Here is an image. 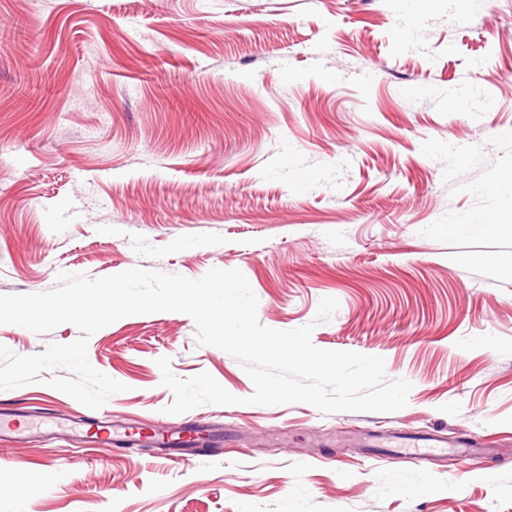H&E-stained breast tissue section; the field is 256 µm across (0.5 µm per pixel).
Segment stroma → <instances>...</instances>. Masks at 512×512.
I'll use <instances>...</instances> for the list:
<instances>
[{
	"mask_svg": "<svg viewBox=\"0 0 512 512\" xmlns=\"http://www.w3.org/2000/svg\"><path fill=\"white\" fill-rule=\"evenodd\" d=\"M511 175L512 0H0V294L237 269L264 326L412 385L393 413L248 405L190 316H127L88 344L114 423L213 425L219 451L6 439L0 512H512V223L454 229L502 217ZM78 335L0 325L18 355ZM161 357L241 404L166 413ZM59 374L0 405L70 414ZM378 430L482 448L395 469Z\"/></svg>",
	"mask_w": 512,
	"mask_h": 512,
	"instance_id": "1",
	"label": "stroma"
}]
</instances>
